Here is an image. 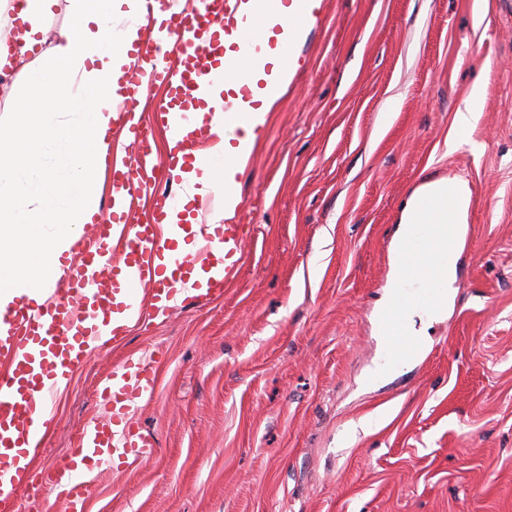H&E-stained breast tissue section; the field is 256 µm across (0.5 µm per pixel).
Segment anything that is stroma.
<instances>
[{"mask_svg": "<svg viewBox=\"0 0 512 512\" xmlns=\"http://www.w3.org/2000/svg\"><path fill=\"white\" fill-rule=\"evenodd\" d=\"M325 15L239 176L237 278L74 372L18 512H65L46 471L100 414L108 366L158 349V392L134 410L158 451L102 471L86 512H512V0H326ZM434 177L471 192L456 277L415 325L420 353L384 373L400 214Z\"/></svg>", "mask_w": 512, "mask_h": 512, "instance_id": "1", "label": "stroma"}]
</instances>
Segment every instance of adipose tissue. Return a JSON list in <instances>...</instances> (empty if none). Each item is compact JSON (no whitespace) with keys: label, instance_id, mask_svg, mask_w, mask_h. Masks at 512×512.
Returning a JSON list of instances; mask_svg holds the SVG:
<instances>
[{"label":"adipose tissue","instance_id":"obj_1","mask_svg":"<svg viewBox=\"0 0 512 512\" xmlns=\"http://www.w3.org/2000/svg\"><path fill=\"white\" fill-rule=\"evenodd\" d=\"M59 0H25L19 18L0 0V72L28 77L23 98L10 102L9 159L0 162V305L15 289L36 293L53 282L60 257L84 225L99 219L94 191L112 149V101L127 86L136 29L117 34L112 0H68L73 25L62 28L51 64L31 59L44 42ZM447 203L431 210L407 204L401 237L419 224L441 225L448 237L445 280L455 275L457 245L470 196L459 179L443 181Z\"/></svg>","mask_w":512,"mask_h":512}]
</instances>
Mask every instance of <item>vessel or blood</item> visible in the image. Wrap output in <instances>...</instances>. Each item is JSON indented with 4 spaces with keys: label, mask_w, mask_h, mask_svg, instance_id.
<instances>
[{
    "label": "vessel or blood",
    "mask_w": 512,
    "mask_h": 512,
    "mask_svg": "<svg viewBox=\"0 0 512 512\" xmlns=\"http://www.w3.org/2000/svg\"><path fill=\"white\" fill-rule=\"evenodd\" d=\"M144 5L145 19L161 25L131 53L129 81L136 90L165 85L167 99L140 122L133 119L132 97L113 100V131L131 152L105 167L110 194L99 221L62 258L57 284L20 294L0 309V508L6 512L25 487L32 446L41 443L55 417L56 395L88 356L122 338L144 308L166 319L189 297H223L242 266L245 238L236 217L216 228L204 222L218 187L198 195L194 223L172 225L170 235L161 230L164 213L132 220L134 196L157 192L151 127L163 128L176 142L167 168L181 169L189 182L199 183L216 134L210 118H198L188 104L223 95L224 142L237 146L246 130L235 115L261 111L279 93L282 77L297 78L306 60L295 48L324 16V0H281L276 10L271 0H192L187 9L176 0ZM283 8L296 26L282 27ZM244 59L251 62L245 72ZM447 262L448 248L436 238L414 241L402 253V292L387 313L383 367L403 363L416 350L415 338L402 326L406 310L437 306L447 286L438 272ZM157 389L153 362L141 356H126L105 375L99 395L111 407L109 420L87 424L75 448L47 475L68 512H85L89 477L102 465L119 469L156 455L155 440L133 426L130 410Z\"/></svg>",
    "instance_id": "obj_1"
}]
</instances>
